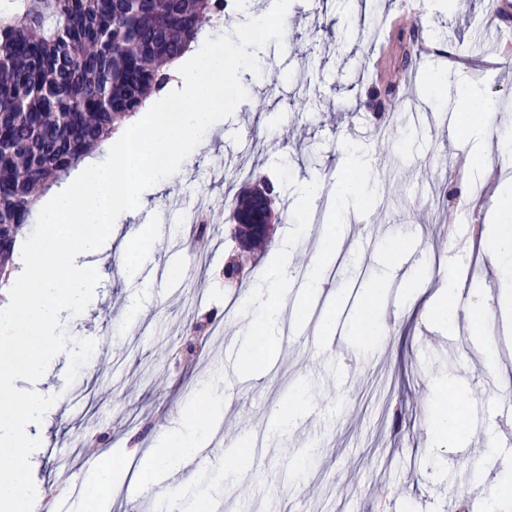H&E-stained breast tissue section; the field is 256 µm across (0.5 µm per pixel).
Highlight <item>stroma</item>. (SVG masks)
Returning <instances> with one entry per match:
<instances>
[{"label":"stroma","instance_id":"35a3bbf8","mask_svg":"<svg viewBox=\"0 0 512 512\" xmlns=\"http://www.w3.org/2000/svg\"><path fill=\"white\" fill-rule=\"evenodd\" d=\"M490 13L503 35L512 36V0H360L356 6L292 0L282 43L266 44L260 77L243 81L248 97L240 112L203 137L186 173L148 194L137 221L157 225L159 237L138 280L127 284L115 276L123 256L112 246L98 268L97 303L65 322L70 337L92 339L95 348L71 382L69 357L59 354L41 386L59 403L43 422L44 445L33 458L32 477L44 495L54 490L58 460L84 456L87 437L106 430L108 456L126 460L110 512H142L141 473L153 431L176 426L207 380L223 394L224 424H245L254 444L250 469L225 488L223 512H485L487 490L512 463V447L497 443L502 413L512 410L503 387L512 381V305L501 298L485 235L512 207L497 190L499 168L512 167V149L504 148L498 125L487 128L486 189L465 201L457 185L463 166L438 163L449 146L473 163L463 113H435L428 126L407 108L434 105L437 91L452 95L467 82L512 109V60L500 58L497 42L484 36ZM404 43L414 49L407 62ZM441 44L470 53L471 66L449 67L437 51ZM402 65L407 74L397 95L406 111L387 146L378 130L393 105L382 82ZM304 97L339 110L337 122L322 124L299 111ZM261 101L272 114L266 128L256 121ZM341 143L367 154L369 168L355 169L339 156ZM238 169L273 180L281 200L273 239L293 240L297 274H308L323 246L329 189L345 179L375 189L358 205L356 219L342 224L323 291L308 300L300 287L290 292L298 311L286 319L302 322L304 334L281 344L261 381L244 384L222 374L215 361L228 348L236 359L248 357L237 330L251 314L250 291L267 284L272 253L248 254L242 282H225L224 265L240 252L228 219V200L240 189L231 178ZM298 178L322 183L324 194L310 205L298 200L291 190ZM443 192L461 233L472 240L469 250H457L446 237L439 209L421 224L411 216L415 199ZM199 197L224 221L212 225L204 261L187 250L171 256V239L185 240L191 228L186 207ZM451 282L485 289V318L431 314L435 293ZM374 288L381 291L377 314L391 328L386 336L370 335L364 323L365 297ZM130 305L143 309L132 325ZM197 315L217 316L224 327L222 339L205 343L214 361L207 368L178 353ZM480 330L492 345L477 338ZM438 378L477 424L428 452L424 444L443 410ZM278 404L298 409L289 429L268 425Z\"/></svg>","mask_w":512,"mask_h":512}]
</instances>
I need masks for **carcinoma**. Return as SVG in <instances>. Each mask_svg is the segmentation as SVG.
Here are the masks:
<instances>
[{"label":"carcinoma","instance_id":"obj_1","mask_svg":"<svg viewBox=\"0 0 512 512\" xmlns=\"http://www.w3.org/2000/svg\"><path fill=\"white\" fill-rule=\"evenodd\" d=\"M228 0H4L0 5V287L18 233L115 126L166 89V66Z\"/></svg>","mask_w":512,"mask_h":512}]
</instances>
